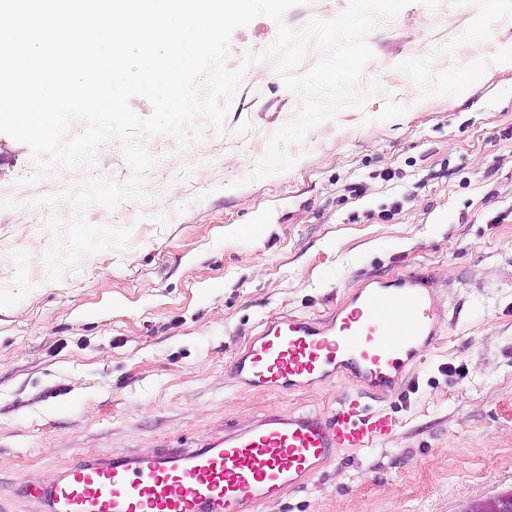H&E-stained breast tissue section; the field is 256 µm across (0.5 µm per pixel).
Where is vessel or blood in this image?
I'll use <instances>...</instances> for the list:
<instances>
[{
	"label": "vessel or blood",
	"mask_w": 512,
	"mask_h": 512,
	"mask_svg": "<svg viewBox=\"0 0 512 512\" xmlns=\"http://www.w3.org/2000/svg\"><path fill=\"white\" fill-rule=\"evenodd\" d=\"M442 323L416 275L371 279L326 319L263 323L231 368L250 387L291 390L337 375L384 398L403 387L407 364ZM391 428L385 412L368 413L356 397L327 416L271 411L193 448L75 457L33 496L40 512H251L302 487L339 450L373 447Z\"/></svg>",
	"instance_id": "vessel-or-blood-1"
}]
</instances>
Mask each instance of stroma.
Returning <instances> with one entry per match:
<instances>
[{"instance_id": "1", "label": "stroma", "mask_w": 512, "mask_h": 512, "mask_svg": "<svg viewBox=\"0 0 512 512\" xmlns=\"http://www.w3.org/2000/svg\"><path fill=\"white\" fill-rule=\"evenodd\" d=\"M276 35L266 17L232 32L225 66L242 77L223 131L202 116L198 142L138 136L155 159L145 198L81 213L129 229L126 245L60 280L47 277V223L79 213L44 199L92 178L126 184L123 143L38 178L28 147L0 134L7 512H36L26 491L77 453L191 445L275 410L331 414L357 392L344 378L269 391L241 384L231 361L262 323L326 317L367 280L408 272L444 323L405 387L366 402L393 432L254 512H457L512 491V0H414L381 22L364 70L380 91L290 145V169L253 180L300 105L274 60H246Z\"/></svg>"}]
</instances>
